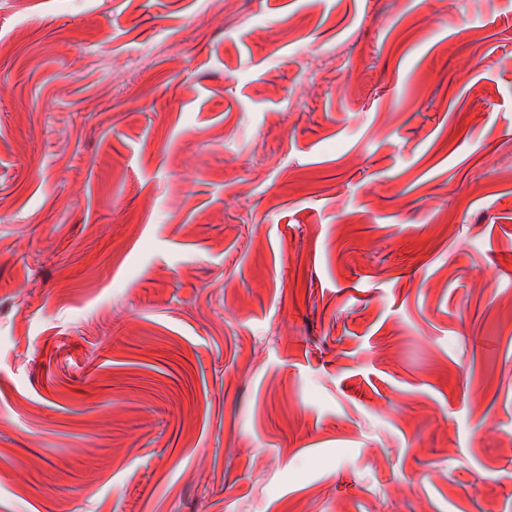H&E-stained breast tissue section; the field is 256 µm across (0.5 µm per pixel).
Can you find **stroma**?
Listing matches in <instances>:
<instances>
[{
  "label": "stroma",
  "mask_w": 512,
  "mask_h": 512,
  "mask_svg": "<svg viewBox=\"0 0 512 512\" xmlns=\"http://www.w3.org/2000/svg\"><path fill=\"white\" fill-rule=\"evenodd\" d=\"M512 0H0V512H512Z\"/></svg>",
  "instance_id": "obj_1"
}]
</instances>
